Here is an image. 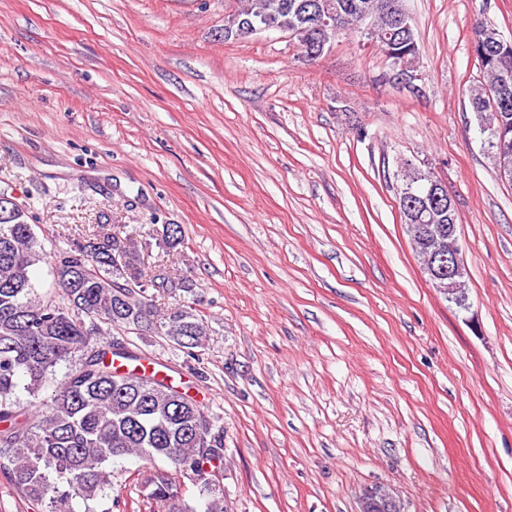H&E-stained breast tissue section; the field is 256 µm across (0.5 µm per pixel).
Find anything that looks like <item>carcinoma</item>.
<instances>
[{
	"mask_svg": "<svg viewBox=\"0 0 512 512\" xmlns=\"http://www.w3.org/2000/svg\"><path fill=\"white\" fill-rule=\"evenodd\" d=\"M379 0H248L238 20L266 30L294 32L307 46L311 5L336 15L345 34L372 20L399 63L415 68L420 48L414 31L395 32L393 17ZM487 20L473 26L472 48L483 81L468 88L477 125L485 126L487 151L500 136L512 142V41L486 48ZM427 170L409 160L401 166L404 183L420 185ZM137 228L97 225L88 240L52 253L54 287L38 293L30 268L44 259V246L23 208L0 191V472L39 512H85L112 488V463L134 455L152 472L155 499L181 507L186 478L206 499V512H224V485L217 473L223 461L224 426L203 403L171 384L161 371H138L140 357L108 340L112 330L162 336L200 360L208 323L190 305L162 309L146 285L162 291L180 287L170 277L146 279L134 245ZM162 244L184 243L175 224H165ZM66 366L51 395L43 396L49 376ZM24 392L28 400L21 401ZM173 467L168 472L160 463Z\"/></svg>",
	"mask_w": 512,
	"mask_h": 512,
	"instance_id": "carcinoma-1",
	"label": "carcinoma"
}]
</instances>
